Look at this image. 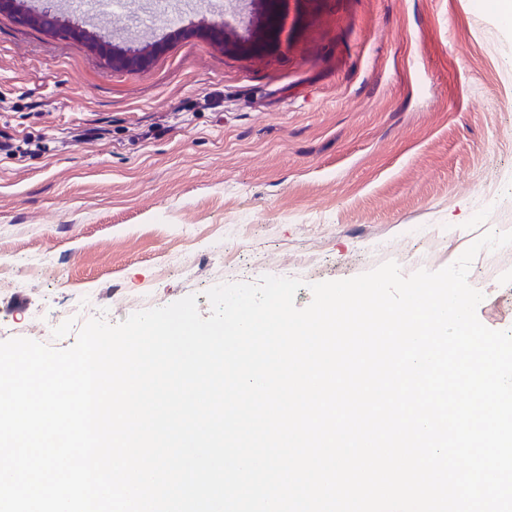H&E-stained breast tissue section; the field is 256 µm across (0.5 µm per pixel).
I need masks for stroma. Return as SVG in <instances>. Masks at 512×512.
<instances>
[{"mask_svg": "<svg viewBox=\"0 0 512 512\" xmlns=\"http://www.w3.org/2000/svg\"><path fill=\"white\" fill-rule=\"evenodd\" d=\"M499 0L179 4L161 35L63 9L52 32L0 13V341L72 346L94 299L135 312L265 275L304 286L387 262L436 271L512 231V14ZM130 44L108 67L74 28ZM503 208L477 223L486 186ZM409 224L429 226L411 238ZM468 281L512 330V249Z\"/></svg>", "mask_w": 512, "mask_h": 512, "instance_id": "1", "label": "stroma"}]
</instances>
